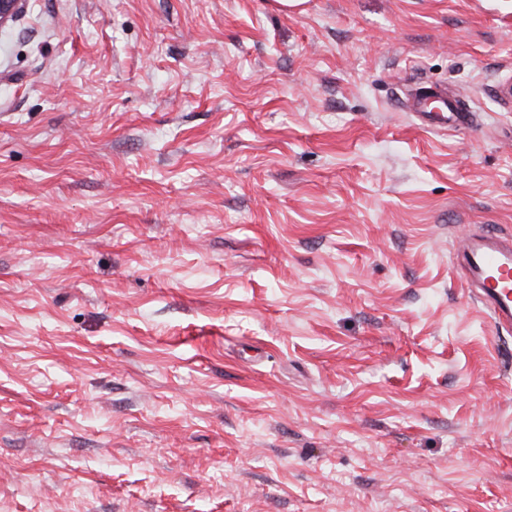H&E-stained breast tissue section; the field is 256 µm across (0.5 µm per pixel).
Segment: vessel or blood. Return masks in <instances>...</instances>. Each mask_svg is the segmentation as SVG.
<instances>
[{"label": "vessel or blood", "instance_id": "vessel-or-blood-1", "mask_svg": "<svg viewBox=\"0 0 512 512\" xmlns=\"http://www.w3.org/2000/svg\"><path fill=\"white\" fill-rule=\"evenodd\" d=\"M403 107L421 126L431 130H453L470 122L465 101L449 94L444 86L422 83L410 86ZM453 266L494 325L511 332L512 239L491 233L465 237L454 253Z\"/></svg>", "mask_w": 512, "mask_h": 512}]
</instances>
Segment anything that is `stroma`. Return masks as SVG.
Wrapping results in <instances>:
<instances>
[{
  "label": "stroma",
  "mask_w": 512,
  "mask_h": 512,
  "mask_svg": "<svg viewBox=\"0 0 512 512\" xmlns=\"http://www.w3.org/2000/svg\"><path fill=\"white\" fill-rule=\"evenodd\" d=\"M506 71L512 0H26L0 512H512V333L452 261L512 236ZM403 107L406 112H412L426 129L453 130L471 121V111L465 101L449 94L446 86L415 83L408 88Z\"/></svg>",
  "instance_id": "stroma-1"
}]
</instances>
